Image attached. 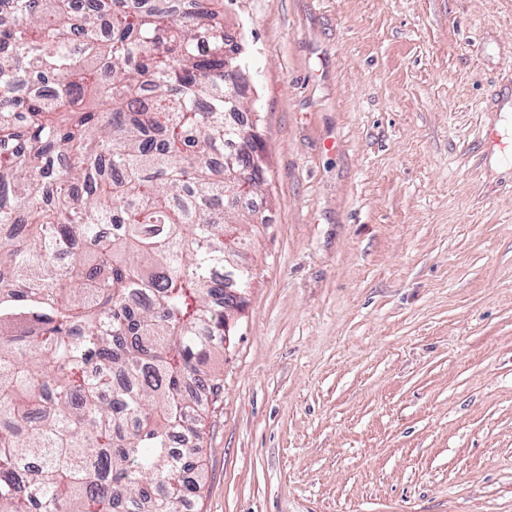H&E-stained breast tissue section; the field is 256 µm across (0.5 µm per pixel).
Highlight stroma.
Returning a JSON list of instances; mask_svg holds the SVG:
<instances>
[{
	"label": "stroma",
	"mask_w": 512,
	"mask_h": 512,
	"mask_svg": "<svg viewBox=\"0 0 512 512\" xmlns=\"http://www.w3.org/2000/svg\"><path fill=\"white\" fill-rule=\"evenodd\" d=\"M267 156L189 512H512V0H226Z\"/></svg>",
	"instance_id": "stroma-1"
}]
</instances>
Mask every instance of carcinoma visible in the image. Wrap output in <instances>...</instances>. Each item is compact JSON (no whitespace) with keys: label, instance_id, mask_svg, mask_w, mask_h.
I'll return each mask as SVG.
<instances>
[{"label":"carcinoma","instance_id":"obj_1","mask_svg":"<svg viewBox=\"0 0 512 512\" xmlns=\"http://www.w3.org/2000/svg\"><path fill=\"white\" fill-rule=\"evenodd\" d=\"M0 512H182L256 224L224 0H0Z\"/></svg>","mask_w":512,"mask_h":512}]
</instances>
